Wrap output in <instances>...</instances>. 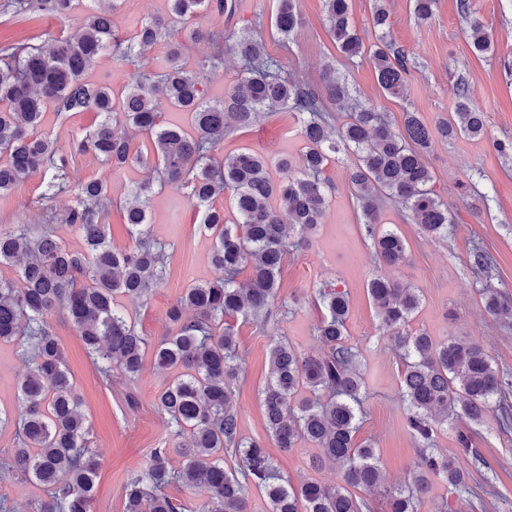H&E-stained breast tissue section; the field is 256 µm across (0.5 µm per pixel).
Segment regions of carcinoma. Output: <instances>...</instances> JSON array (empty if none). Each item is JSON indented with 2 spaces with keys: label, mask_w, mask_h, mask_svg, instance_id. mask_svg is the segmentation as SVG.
Wrapping results in <instances>:
<instances>
[{
  "label": "carcinoma",
  "mask_w": 512,
  "mask_h": 512,
  "mask_svg": "<svg viewBox=\"0 0 512 512\" xmlns=\"http://www.w3.org/2000/svg\"><path fill=\"white\" fill-rule=\"evenodd\" d=\"M82 2L90 11L74 31L38 43L31 36L0 48V193L35 176L41 177L43 199L64 191L58 172L68 156L57 142L36 134L43 112L50 106L60 115L96 112L100 121L76 149L93 152L115 171L132 163L149 165L159 181L185 190L201 214L200 224L214 239L209 259L220 273L212 282L186 289L168 310L170 330L153 355L158 368L175 372L157 402L179 439L180 462L173 465L166 448L152 449L146 464L125 481V512H248V482L264 491L267 512H368L370 502L359 492L374 490L383 491L389 512H419L434 480L478 498L495 495L472 426L491 418L498 431H512V376L476 341L451 336L436 341L409 331L420 295L383 272L369 280L367 291L404 363L400 396L419 447L412 489L383 487L374 446L355 441L365 374L361 353L347 333L350 300L344 290L328 285L317 290L316 301L325 310L316 326L320 353H303L284 336L271 339L269 379L262 391L266 428L281 452L305 442L316 449L311 466L328 464L339 480L332 485L305 480L293 486L260 442L240 435L231 406L232 384L243 363L233 320L249 314L270 317L288 250L312 234L326 214L329 184L323 170L330 154L350 150L356 156L350 183L380 267L407 259L405 240L378 224L375 200L380 195L399 200L426 235L448 236L453 220L432 189L427 157L438 138L485 134V114L465 86H457L454 112L433 127L407 111L395 131L382 113L356 104L336 127L325 101L341 108L350 101V90L336 72H325L318 88L301 83L250 30L191 29L190 40L213 47L209 56L190 62L186 45L171 41L157 70H140L138 58L171 30L185 28L202 11L230 18L235 0H169L167 19L144 20L122 40L112 30L111 11L97 8L96 0H8L3 12L23 22L39 15L68 19ZM349 2L323 0L333 41L345 56L367 58L380 86L399 93L413 58L391 49L383 35L365 45L350 25ZM300 24L296 0H278L272 28L280 40L293 37ZM373 25L380 31L389 27L384 0H374ZM471 46L477 53L490 48L477 22ZM109 48L133 67L118 100L110 86L86 80L93 62ZM226 57L239 61L238 78L225 89L224 99L208 100L203 77L217 71ZM162 100L190 114L191 130L162 123ZM277 111L294 114L305 142L298 164L278 161L279 180L270 177L269 162L258 153L241 151L215 160L229 133ZM118 125L150 136L155 161L132 153L130 138L116 134ZM152 185L147 179L130 191L124 217L134 244L123 251L110 244V188L96 179L75 187L76 203L62 219L78 231L82 249L67 248L48 231L33 235L24 224L0 230V266L16 267L17 276L0 280V342L17 344L26 366L17 414L0 407V428L13 425L18 430L16 448L0 465L46 493L28 512H91L99 462L49 315L65 312L103 379L116 370L131 382L139 378L148 341L119 300L146 302L168 273V255L144 230ZM225 194L236 214L231 224L224 221V209L214 206ZM492 264L486 250L473 248L474 270L486 272ZM247 268L250 278L242 286L238 277ZM482 301L491 316L512 319V301L497 289H482ZM188 309L194 311L190 318ZM450 424L457 425L453 457L440 454L435 445L438 431ZM228 456L240 459L239 472L224 468ZM171 487L201 496L199 506L192 509L169 494Z\"/></svg>",
  "instance_id": "carcinoma-1"
}]
</instances>
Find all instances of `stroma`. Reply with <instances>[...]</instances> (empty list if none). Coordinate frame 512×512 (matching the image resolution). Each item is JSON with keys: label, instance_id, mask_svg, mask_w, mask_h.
I'll return each mask as SVG.
<instances>
[{"label": "stroma", "instance_id": "obj_1", "mask_svg": "<svg viewBox=\"0 0 512 512\" xmlns=\"http://www.w3.org/2000/svg\"><path fill=\"white\" fill-rule=\"evenodd\" d=\"M461 1L436 0L432 16L421 21L414 14L413 0H387L391 28L385 38L416 60L404 92L398 96L380 86L367 59L349 58L336 49L328 33L323 0H298L302 25L287 44L271 33L276 0H237L234 20L263 36L270 52L284 59L297 81L317 87L324 71L334 69L355 98L384 113L394 126L400 124L406 111L419 113L431 125L448 117L454 110L458 84H465L472 101L486 114V136L435 142L428 157L434 190L448 202L454 219L448 238L424 234L408 219L404 206L392 199L378 200L377 215L380 223L395 226L407 243V262L392 269L391 274L421 296L412 328L438 339L454 336L478 340L500 368L512 372V319L498 320L485 312L480 296L485 281L469 267L473 244L482 245L496 260L488 282L512 294V152L503 154L496 149L497 143H512V0H465L469 3L465 10ZM167 14L168 0H117L112 21L115 29L127 36L144 19ZM475 22L491 42L483 54L471 48L469 31ZM98 121V114L91 111L73 112L63 118L50 109L38 133L55 139L64 151L73 154L59 173L60 181L73 186L95 178L110 187V241L122 250L132 243L122 218L124 198L148 172L136 165L115 171L92 153H73L76 137L84 136ZM304 147L293 115L275 112L227 137L223 152L229 155L247 148L274 163L282 157L298 159ZM355 161V155L346 152L329 162L325 176L331 191L326 217L309 244L290 251L285 259L279 298L292 306V314L235 322L245 355V377L234 384L233 407L243 437L261 442L292 483L307 479L336 482L335 470L311 468L313 450L308 445H300L288 455L277 448L266 430L261 389L268 374L267 350L272 337L281 334L303 352H319L321 344L314 328L322 311L314 303L315 293L326 284L345 289L350 298L348 331L362 352L368 394L355 439L373 443L386 484L404 488L414 483L417 443L399 397L400 353L380 329L366 289L377 266L349 182ZM41 193L36 177L1 193L0 229L18 224L41 228L46 210L60 216L74 203L70 193L50 201L42 200ZM147 211L149 237L169 254L170 271L152 290L147 304L130 303L126 309L153 344L169 329L170 305L186 288L213 281L218 273L209 261L213 240L181 190L168 184L154 185ZM52 321L81 399V411L92 428L99 478L91 510L124 512L123 485L128 474L143 467L150 449H170L176 442L174 429L156 402L172 374L157 368L149 353L137 382L120 374L102 381L72 325L57 315ZM24 373L14 346L1 343L0 407L7 411L18 408V388ZM131 393L137 399L132 407L126 404ZM478 431L475 445L489 463L496 497L479 500L436 480L422 499L419 512H512V434H499L491 420Z\"/></svg>", "mask_w": 512, "mask_h": 512}]
</instances>
